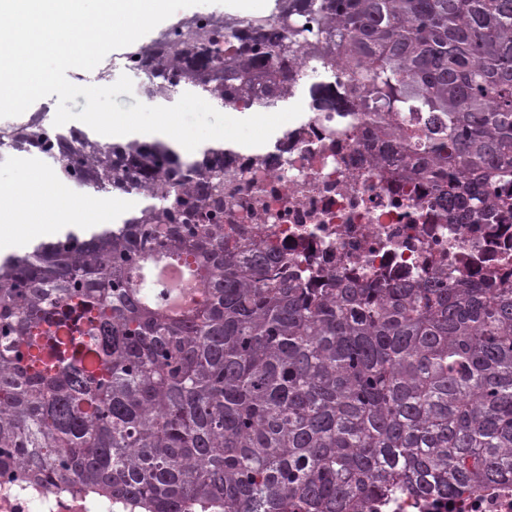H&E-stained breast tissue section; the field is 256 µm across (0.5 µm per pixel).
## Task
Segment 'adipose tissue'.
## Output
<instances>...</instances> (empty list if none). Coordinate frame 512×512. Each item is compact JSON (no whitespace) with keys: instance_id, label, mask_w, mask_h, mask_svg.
I'll use <instances>...</instances> for the list:
<instances>
[{"instance_id":"obj_1","label":"adipose tissue","mask_w":512,"mask_h":512,"mask_svg":"<svg viewBox=\"0 0 512 512\" xmlns=\"http://www.w3.org/2000/svg\"><path fill=\"white\" fill-rule=\"evenodd\" d=\"M143 205L141 199L119 196L75 200L58 181L44 174L35 158H26L0 193V253L35 239H55L78 229L84 233L119 223Z\"/></svg>"}]
</instances>
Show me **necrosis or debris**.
Listing matches in <instances>:
<instances>
[{"label": "necrosis or debris", "mask_w": 512, "mask_h": 512, "mask_svg": "<svg viewBox=\"0 0 512 512\" xmlns=\"http://www.w3.org/2000/svg\"><path fill=\"white\" fill-rule=\"evenodd\" d=\"M309 118L291 128L263 165L224 160V186L245 206L225 208V224L247 225L310 263L324 281L361 278L425 281L437 270L473 281L500 264L512 268V224L488 216L451 220L426 181L403 180L361 114L302 95ZM295 179L280 178L282 166ZM392 512H512V486L488 485L452 499L405 498Z\"/></svg>", "instance_id": "4bbe7bcc"}]
</instances>
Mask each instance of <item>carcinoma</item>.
<instances>
[{"instance_id":"1","label":"carcinoma","mask_w":512,"mask_h":512,"mask_svg":"<svg viewBox=\"0 0 512 512\" xmlns=\"http://www.w3.org/2000/svg\"><path fill=\"white\" fill-rule=\"evenodd\" d=\"M190 38L164 34L165 63L128 56L147 97L259 112L344 80L453 218H512V0H281L225 28L222 49ZM12 151L147 204L0 259V483L108 512H362L512 483L511 273L321 287L274 241L224 231L236 151L221 143L184 160L163 141L35 128ZM155 252L194 260L208 283L194 308L172 316L170 289L149 308L127 288Z\"/></svg>"}]
</instances>
